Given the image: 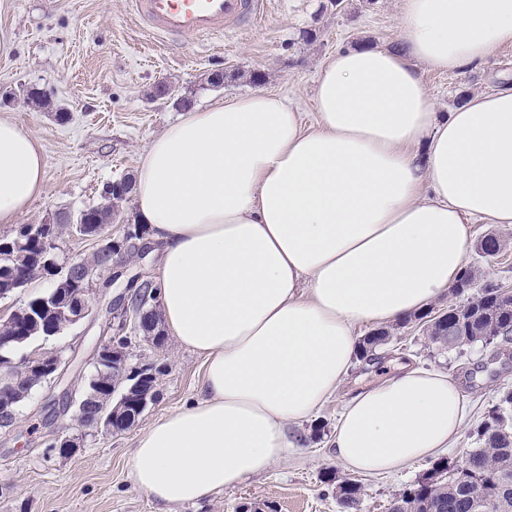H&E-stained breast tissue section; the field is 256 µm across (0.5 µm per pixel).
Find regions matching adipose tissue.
I'll use <instances>...</instances> for the list:
<instances>
[{"mask_svg":"<svg viewBox=\"0 0 512 512\" xmlns=\"http://www.w3.org/2000/svg\"><path fill=\"white\" fill-rule=\"evenodd\" d=\"M399 26L397 44L327 58L313 127L257 91L185 113L140 157L164 321L204 359L191 401L130 451L147 496L194 502L285 460L292 426L346 381L355 327L426 310L463 270L471 223L512 224V85L442 118L423 76L512 43V0H400ZM44 191L37 138L0 118V224ZM464 415L446 371L404 366L350 396L331 453L396 472L450 447Z\"/></svg>","mask_w":512,"mask_h":512,"instance_id":"1","label":"adipose tissue"}]
</instances>
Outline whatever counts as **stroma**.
Listing matches in <instances>:
<instances>
[{
    "mask_svg": "<svg viewBox=\"0 0 512 512\" xmlns=\"http://www.w3.org/2000/svg\"><path fill=\"white\" fill-rule=\"evenodd\" d=\"M400 37L398 0H267L254 26L229 36H186L159 43L131 14L127 0H0V91L12 100L0 105L43 147L46 191L20 218L40 224L61 213L77 215L100 201L103 183L134 175L149 141L182 113L177 99L198 108L211 100L253 92L251 71L266 73L265 90L296 100L305 126L316 122L314 80L337 50L364 44L386 46ZM223 70L224 84L207 77ZM512 77V43L498 47L481 64L462 73L428 71L424 79L440 114H448L476 92L492 90ZM166 79L171 95L152 89ZM37 91L48 101L29 100ZM65 109L68 121L55 117ZM488 234L507 241L504 253L481 256ZM467 263L481 276L512 289V224L474 223ZM126 286L125 277L91 294L92 312L61 335L38 340L27 353L58 352V376L35 387L21 405L13 427L0 429V512H387L389 502L431 467V460L387 475L356 474L358 504L336 498L337 466L330 438L353 389L376 383L409 364L448 371L461 386L468 414L459 438L444 455L461 459L476 445V429L512 389V341L474 343L448 350L429 338L428 320L447 311V298L393 330L373 359L356 360L347 383L310 420L294 426L302 438L284 461L236 488L194 504L170 505L138 491L128 477L127 459L140 432L185 405L197 392L202 360L173 340L154 345L131 335L129 366L152 365L158 395L132 428L112 435L82 427L73 408L93 374L101 339L109 338L108 306ZM77 435L81 446L59 455L57 434Z\"/></svg>",
    "mask_w": 512,
    "mask_h": 512,
    "instance_id": "stroma-1",
    "label": "stroma"
}]
</instances>
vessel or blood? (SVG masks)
Masks as SVG:
<instances>
[{"instance_id": "1", "label": "vessel or blood", "mask_w": 512, "mask_h": 512, "mask_svg": "<svg viewBox=\"0 0 512 512\" xmlns=\"http://www.w3.org/2000/svg\"><path fill=\"white\" fill-rule=\"evenodd\" d=\"M129 5L156 35L208 37L256 20L263 0H129Z\"/></svg>"}]
</instances>
